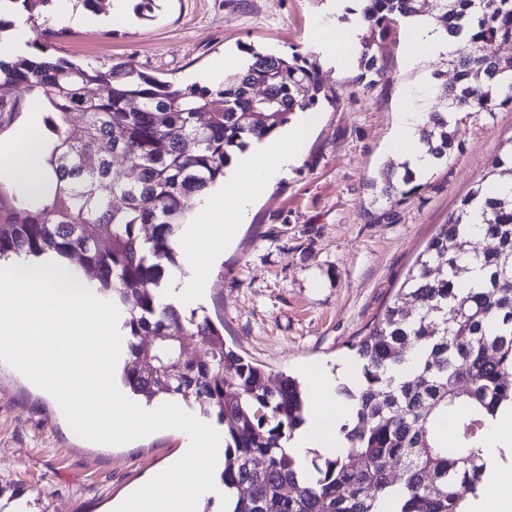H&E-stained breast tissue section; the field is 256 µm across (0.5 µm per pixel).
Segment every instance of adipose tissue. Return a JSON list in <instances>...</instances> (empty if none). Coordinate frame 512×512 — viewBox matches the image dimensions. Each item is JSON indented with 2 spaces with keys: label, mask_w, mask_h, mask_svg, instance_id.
<instances>
[{
  "label": "adipose tissue",
  "mask_w": 512,
  "mask_h": 512,
  "mask_svg": "<svg viewBox=\"0 0 512 512\" xmlns=\"http://www.w3.org/2000/svg\"><path fill=\"white\" fill-rule=\"evenodd\" d=\"M363 8L362 0H356L347 22L317 23L312 44L329 65L342 67L352 61L363 32ZM0 12L11 23L8 37L0 39V60L9 62L26 53L32 31L26 13L12 0L1 7ZM454 48L453 40L445 36L432 18H415L410 30V60L444 56ZM319 120L318 113H300L287 134H273L253 141L245 152L232 160L230 170L224 173L222 187L202 197L195 206V221L188 225L182 240L188 274L164 288L163 296L167 302L185 310L201 300L217 250L236 235L240 225L250 222L255 202L267 194L270 184L287 175L302 159L310 133ZM421 120V114L413 110L398 113L394 149L413 167L422 170L431 167L432 159L422 149L415 134ZM308 394L314 400V414L295 433L290 451L298 457L312 448L325 455L335 454L342 444L338 429L345 418L344 411L330 402L336 394L335 377L320 369L311 370Z\"/></svg>",
  "instance_id": "ef3b65f1"
}]
</instances>
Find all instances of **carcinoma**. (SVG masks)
<instances>
[{"label":"carcinoma","instance_id":"carcinoma-1","mask_svg":"<svg viewBox=\"0 0 512 512\" xmlns=\"http://www.w3.org/2000/svg\"><path fill=\"white\" fill-rule=\"evenodd\" d=\"M29 22L52 0H10ZM420 0H366L359 65L377 77L373 47L390 25L421 15ZM446 36L471 52L450 59L453 85L438 89L419 143L448 159L459 122L448 113L491 114L512 106V58L484 53L512 42V0H434ZM35 49L0 62V138L26 129L36 171L19 181L0 169V260L53 253L75 260L80 280L127 314L130 359L123 380L152 402L178 395L224 425L222 482L237 490L234 512H471L485 483L487 433L512 412V191L488 189L512 171V149L460 200L419 254L401 288L352 345L354 379L340 387L350 419L343 451L299 460L288 450L305 423L301 384L226 347L208 316L161 301L168 267L183 272L175 245L196 200L224 177L233 154L284 128L297 110L328 97L317 65L247 50L253 62L217 89L181 86L120 62L103 71ZM105 84V97H92ZM486 87L474 95L472 85ZM16 87L24 94L13 93ZM270 99L255 101V88ZM130 160L137 176L114 167ZM482 216L485 247L472 246L469 216ZM151 232L143 233L145 228ZM193 339L200 354L168 359L170 377L147 367L160 355L140 341ZM453 425L452 437L442 425Z\"/></svg>","mask_w":512,"mask_h":512}]
</instances>
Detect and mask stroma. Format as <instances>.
Wrapping results in <instances>:
<instances>
[{"mask_svg":"<svg viewBox=\"0 0 512 512\" xmlns=\"http://www.w3.org/2000/svg\"><path fill=\"white\" fill-rule=\"evenodd\" d=\"M328 0H156L150 15L86 27L81 0L61 25L46 8L37 30L55 55L109 69L117 62L185 84L225 52L247 49L318 63L329 98L303 159L254 207L214 267L201 306L224 340L268 375L333 372L390 300L438 224L512 146V108L463 121L447 162L418 174L416 189L384 188L401 158L390 147L402 105L426 112L425 72L455 83L447 59L410 64L409 24H392L376 51L384 77L353 64L321 65L310 43ZM170 432L102 448L77 436L58 402L0 364V498L5 512H114L176 454Z\"/></svg>","mask_w":512,"mask_h":512,"instance_id":"1","label":"stroma"}]
</instances>
